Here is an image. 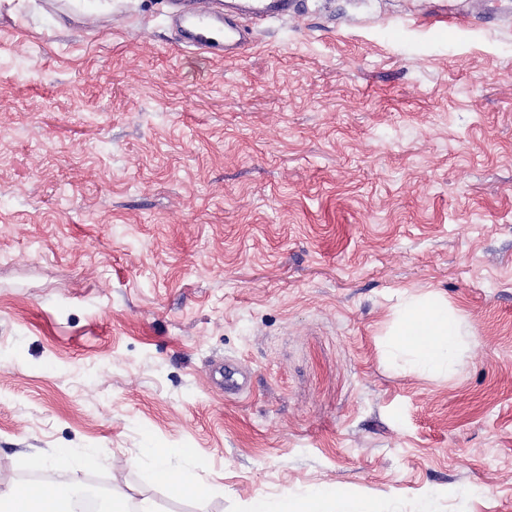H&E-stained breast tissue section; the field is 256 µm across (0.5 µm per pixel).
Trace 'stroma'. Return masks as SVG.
I'll return each instance as SVG.
<instances>
[{
    "instance_id": "obj_1",
    "label": "stroma",
    "mask_w": 512,
    "mask_h": 512,
    "mask_svg": "<svg viewBox=\"0 0 512 512\" xmlns=\"http://www.w3.org/2000/svg\"><path fill=\"white\" fill-rule=\"evenodd\" d=\"M453 2L303 0L219 61L172 0H0V485L101 449L45 471L157 512H512V0ZM430 291L445 380L386 359ZM98 461V455H79L74 448L56 449L53 463L60 468H70L74 466L87 467ZM191 453L192 449L189 448H145L139 460L148 463L155 480L165 485L172 494L203 497L207 494V488L197 474L191 469L178 468L171 463L173 455L189 456ZM349 494L341 487H327L313 491L310 498L290 508L288 498L282 510H268L265 500L255 498L250 501L247 512H377L375 505L368 499H361L354 504L348 503Z\"/></svg>"
}]
</instances>
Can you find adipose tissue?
I'll list each match as a JSON object with an SVG mask.
<instances>
[{"label": "adipose tissue", "instance_id": "adipose-tissue-1", "mask_svg": "<svg viewBox=\"0 0 512 512\" xmlns=\"http://www.w3.org/2000/svg\"><path fill=\"white\" fill-rule=\"evenodd\" d=\"M466 333L459 314L437 293L405 302L397 314V326L388 345L390 355L403 359L407 371L423 376H444L451 372ZM170 448H145L141 459L150 466L155 480L177 496H205L206 487L197 474L171 463ZM79 485L65 482L33 492L26 484L0 485V512H74ZM281 512H377L368 499L350 502L341 487L313 491L310 498Z\"/></svg>", "mask_w": 512, "mask_h": 512}]
</instances>
